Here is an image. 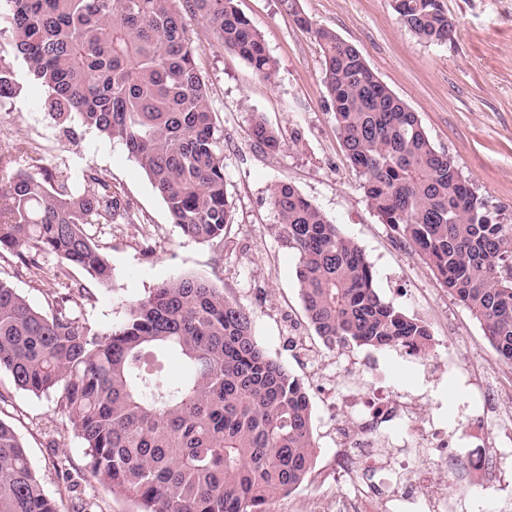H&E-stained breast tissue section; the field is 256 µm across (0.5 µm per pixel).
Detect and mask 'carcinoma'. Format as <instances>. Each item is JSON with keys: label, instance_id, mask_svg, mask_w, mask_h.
<instances>
[{"label": "carcinoma", "instance_id": "cac0c4a2", "mask_svg": "<svg viewBox=\"0 0 512 512\" xmlns=\"http://www.w3.org/2000/svg\"><path fill=\"white\" fill-rule=\"evenodd\" d=\"M314 29L323 81L346 159L381 223L415 248L442 286L512 364V224L497 219L419 118L335 31ZM404 27L429 43L453 39L443 0H394ZM266 79L276 62L235 0H0L17 56L46 89L64 137L121 142L183 235L219 246L232 223L224 135L185 15ZM19 88L0 60V98ZM251 136L276 152L278 132L254 117ZM92 190L54 179L41 161L0 177V250L20 269L45 254L98 284L112 266L88 232L126 214L96 172ZM309 325L328 349L432 347L430 326L383 300L362 249L293 185L271 190ZM94 294L77 283L33 306L0 281V369L15 389L52 398L85 448L93 478L137 512H268L311 475L316 440L303 382L258 344L252 312L209 280L180 274L127 302L102 332L83 318ZM178 356L185 373L161 365ZM0 512H60L23 442L0 418Z\"/></svg>", "mask_w": 512, "mask_h": 512}]
</instances>
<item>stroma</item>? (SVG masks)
<instances>
[{"instance_id": "stroma-1", "label": "stroma", "mask_w": 512, "mask_h": 512, "mask_svg": "<svg viewBox=\"0 0 512 512\" xmlns=\"http://www.w3.org/2000/svg\"><path fill=\"white\" fill-rule=\"evenodd\" d=\"M456 25L446 44L417 39L401 23L391 0H298L314 24L332 29L358 48L378 78L418 112L434 146L454 158L464 176L503 223L512 224V0H444ZM238 9L262 35L277 62L272 80L259 77L236 53L224 49L209 25L192 20L200 71L209 87L217 123L224 134L226 189L233 221L222 250L183 236L146 174L117 141L88 132L80 141L64 140L43 106L44 88L15 56L11 34L0 29V58L15 70L20 92L0 100V152L24 142L13 166L39 159L59 179L85 187L96 170L108 176L127 219L89 229L112 265L108 285L92 284L79 267L61 266L52 255L38 275L18 269L12 253H0V280L28 301L45 307L51 292L78 282L96 299L83 317L93 328L122 321L128 300L145 296L178 274H193L223 288L254 313L258 344L304 383L312 405L317 441L309 479L285 498L273 499L270 512H337L352 494L328 474L335 452L336 411L328 395L344 357L384 377L396 391L429 394L425 409L448 427L492 417L482 384L512 394V365L501 361L480 324L457 303L430 267L401 244L370 208L360 177L351 169L331 102L322 80L323 56L312 30L298 26L285 0H237ZM262 117L284 140L272 153L250 136L254 117ZM286 181L310 199L341 232L356 241L373 264L379 294L408 315L427 321L435 344L430 355L410 358L400 350L354 348L349 354L323 346L309 326L296 279L297 255L283 247L270 203L273 185ZM452 361L468 370L473 386L454 375L427 389L429 364ZM0 418L20 436L46 492L61 512L83 498L94 512H136L134 503L113 495L86 467L81 440L55 413L51 398L16 390L0 372ZM469 401L460 414L459 401ZM77 470L75 486L60 475L61 463ZM455 512H494L496 484L483 472L461 473L449 484Z\"/></svg>"}]
</instances>
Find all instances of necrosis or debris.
I'll return each mask as SVG.
<instances>
[{
    "instance_id": "4bbe7bcc",
    "label": "necrosis or debris",
    "mask_w": 512,
    "mask_h": 512,
    "mask_svg": "<svg viewBox=\"0 0 512 512\" xmlns=\"http://www.w3.org/2000/svg\"><path fill=\"white\" fill-rule=\"evenodd\" d=\"M336 406L348 414L336 427L337 478L373 470L390 480L393 503L418 498L424 512H453L446 493L450 474L490 468L501 512H512V400L498 405L490 441L469 426H438L421 414L416 399L351 370L336 381Z\"/></svg>"
}]
</instances>
